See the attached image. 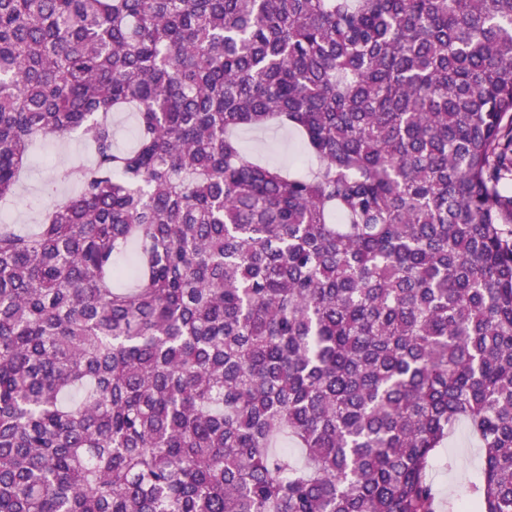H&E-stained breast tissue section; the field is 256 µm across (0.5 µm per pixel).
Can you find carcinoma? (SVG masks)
<instances>
[{
  "label": "carcinoma",
  "instance_id": "obj_1",
  "mask_svg": "<svg viewBox=\"0 0 512 512\" xmlns=\"http://www.w3.org/2000/svg\"><path fill=\"white\" fill-rule=\"evenodd\" d=\"M72 132L0 224V512H438L461 419L512 512V0H0V201ZM112 121L117 129L116 144L119 149H127L134 142V115L130 111L114 112ZM239 137L242 146L258 160L289 169L306 165L301 139L296 132L269 126L255 131L244 130ZM90 159V154L76 133L63 139L46 138L38 143L7 210L10 223L19 229H34L39 222L41 210L51 199L77 192L75 184L65 176V163Z\"/></svg>",
  "mask_w": 512,
  "mask_h": 512
}]
</instances>
